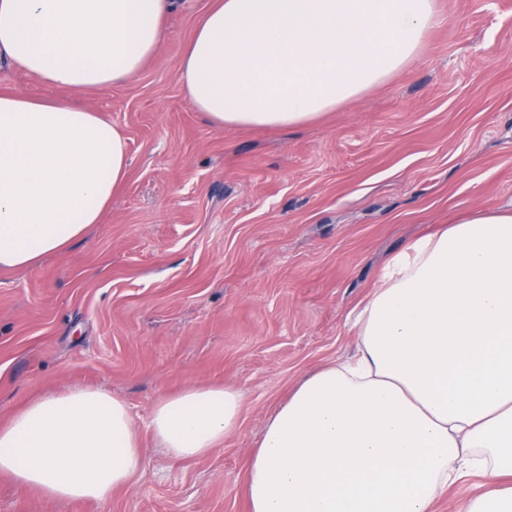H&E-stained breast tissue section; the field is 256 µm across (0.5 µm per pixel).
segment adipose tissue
Wrapping results in <instances>:
<instances>
[{"mask_svg": "<svg viewBox=\"0 0 512 512\" xmlns=\"http://www.w3.org/2000/svg\"><path fill=\"white\" fill-rule=\"evenodd\" d=\"M173 0H0V58L81 93L135 77ZM436 0H213L181 61L219 128L291 129L385 84L439 24ZM98 112L0 95V268L37 265L100 223L128 170ZM354 351L304 379L268 419L249 512H512V212L480 209L385 266L354 317ZM241 392L190 387L150 427L199 459L239 425ZM145 466L124 401L101 388L32 400L0 424V474L69 500L104 499ZM483 482L482 478L475 477L466 483L452 486L448 489V494L435 502L434 512H458L459 506L465 499L483 491L484 488L480 486Z\"/></svg>", "mask_w": 512, "mask_h": 512, "instance_id": "ef3b65f1", "label": "adipose tissue"}]
</instances>
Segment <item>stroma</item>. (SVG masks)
Masks as SVG:
<instances>
[{
  "label": "stroma",
  "instance_id": "1",
  "mask_svg": "<svg viewBox=\"0 0 512 512\" xmlns=\"http://www.w3.org/2000/svg\"><path fill=\"white\" fill-rule=\"evenodd\" d=\"M211 0L163 20L133 79L84 94L127 142L101 223L0 270V424L74 387L124 400L145 468L102 501L0 474V512H248L245 473L275 409L351 352V313L414 240L512 207V0H436L421 55L292 130L212 126L186 96L184 49ZM0 93L72 101L0 60ZM244 394L239 426L196 460L167 456L153 405L198 385Z\"/></svg>",
  "mask_w": 512,
  "mask_h": 512
}]
</instances>
